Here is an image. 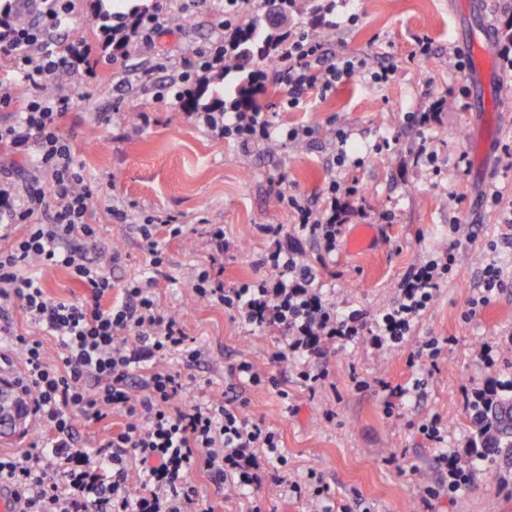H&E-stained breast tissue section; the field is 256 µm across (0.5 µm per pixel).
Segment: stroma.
Wrapping results in <instances>:
<instances>
[{
    "label": "stroma",
    "instance_id": "1",
    "mask_svg": "<svg viewBox=\"0 0 512 512\" xmlns=\"http://www.w3.org/2000/svg\"><path fill=\"white\" fill-rule=\"evenodd\" d=\"M482 11L467 14L455 0H349L333 13L321 0H297L288 25L295 32L317 27L326 62L348 56L370 59L372 71L391 70L380 85L369 74L339 84L326 97L306 93L288 108L269 65L252 60L247 72L263 77L258 102L276 131L306 125L303 144L277 140L242 150L189 116L174 97L156 88L184 86L181 59L223 40L222 0H144L160 15L162 30L151 48L130 58L102 52L96 79L64 80L72 100L63 125L88 178L100 191L89 202L95 240L90 257L119 250L112 265L109 303L122 298L127 281L150 274V256L137 224L146 217L177 216L184 238L165 243V265L152 294L160 309L178 314L203 355L185 373L195 400L236 397L249 422L279 432L286 468L259 472L256 484L228 491L205 473L190 477L200 497L221 502L223 512H312L320 486L332 512H512V460L481 465L472 483L451 495L425 500L429 488L447 477L437 464L445 450L467 453L474 440L467 394L496 381H512V171L498 146L512 141V67L498 65L499 85L485 111L470 78L448 64L469 30L490 22L496 36L512 29V0H479ZM355 25H344L348 14ZM432 40L427 59L415 57L416 39ZM466 90L444 108L431 129L407 121L439 95ZM143 112L148 124L113 120V113ZM346 134L339 146L338 134ZM390 141L383 150L382 141ZM350 160L337 161L340 149ZM359 182L348 218L326 252L322 239L299 232L293 196L313 211L328 206L330 182ZM500 191V207L486 197ZM126 211L119 220L114 208ZM224 227L225 247L216 251L205 227ZM265 224L282 225L279 237ZM361 224L377 228L371 255L347 253L346 240ZM298 250L318 272L323 300L339 313L357 311L365 323L391 305L403 279L429 256L452 249L457 261L433 303L398 347L378 345L371 331L348 341L323 344L312 357L323 380L299 375L302 360L279 361L287 336L278 327L258 329L222 305L199 300L193 283L204 269L221 271L225 289L268 277L264 257L275 247ZM497 263L504 291L468 317L469 302L483 289L484 267ZM493 350L494 365L479 356ZM265 372L269 384L255 388L234 373L241 360ZM408 395L392 396L393 388ZM439 418L448 429L444 444L425 440L417 425ZM304 484L301 494L285 482Z\"/></svg>",
    "mask_w": 512,
    "mask_h": 512
}]
</instances>
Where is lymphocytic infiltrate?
Segmentation results:
<instances>
[{"label":"lymphocytic infiltrate","instance_id":"lymphocytic-infiltrate-1","mask_svg":"<svg viewBox=\"0 0 512 512\" xmlns=\"http://www.w3.org/2000/svg\"><path fill=\"white\" fill-rule=\"evenodd\" d=\"M32 8L37 23L14 26L0 38V52L11 60L9 73L0 76V107L13 106L16 83L34 89L14 123L0 127V144L16 156L33 158L50 182L48 188L30 189L20 202L0 201L7 222L26 227L24 236L0 250V337L21 358L23 375L15 386L44 437L20 454L0 455V479L8 480L21 512H215L189 485V477L203 471L228 488L252 486L263 466H287L280 435L248 423L223 399L188 400L183 372L202 351L179 318L159 309L148 284L128 282L121 304L103 306L113 288L106 267L122 255L115 251L101 261L72 245V238L97 235L87 221L96 190L61 132L70 99L40 91L55 76L96 78L98 51L87 40L62 42L55 36L74 14V0H32ZM323 58L319 36L301 30L289 38L273 66L288 107H297L303 92L323 97L370 72L364 58L329 65ZM201 118L211 131L245 149L274 140L269 121L256 110L205 112ZM294 210L299 230L322 235L327 251H335L342 226L339 201L322 215L300 204ZM267 262L270 279L228 292L205 272L194 282V292L254 327L281 325L294 353H312L322 336L358 335L355 315L339 316L322 303L313 288L315 271L295 253L277 251ZM454 263V253L447 251L409 275L394 305L375 319L378 338L391 347L402 345ZM52 267L66 268L86 295L77 301L50 297L37 272ZM14 303L27 313L33 334L14 331L8 310ZM44 333L62 349L57 363L49 361L40 339ZM140 369L147 373L148 392L136 400L130 380ZM78 412L96 423L116 414L125 423L88 452L75 438Z\"/></svg>","mask_w":512,"mask_h":512}]
</instances>
